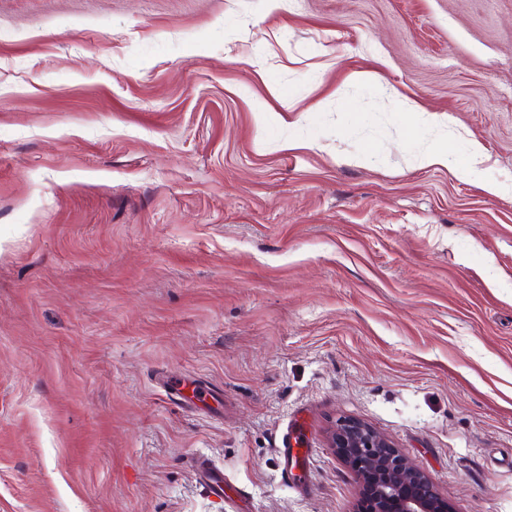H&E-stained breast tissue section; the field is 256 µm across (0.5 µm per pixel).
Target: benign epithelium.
I'll return each instance as SVG.
<instances>
[{
	"instance_id": "obj_1",
	"label": "benign epithelium",
	"mask_w": 512,
	"mask_h": 512,
	"mask_svg": "<svg viewBox=\"0 0 512 512\" xmlns=\"http://www.w3.org/2000/svg\"><path fill=\"white\" fill-rule=\"evenodd\" d=\"M330 447L354 472L371 482L375 512H453L425 474L369 427L344 421L330 435Z\"/></svg>"
}]
</instances>
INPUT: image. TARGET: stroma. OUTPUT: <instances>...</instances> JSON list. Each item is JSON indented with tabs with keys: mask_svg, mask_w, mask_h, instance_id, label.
Masks as SVG:
<instances>
[{
	"mask_svg": "<svg viewBox=\"0 0 512 512\" xmlns=\"http://www.w3.org/2000/svg\"><path fill=\"white\" fill-rule=\"evenodd\" d=\"M349 419L512 512V0H0V512H358ZM197 472L209 491L216 497L224 498V471L201 459L197 464Z\"/></svg>",
	"mask_w": 512,
	"mask_h": 512,
	"instance_id": "obj_1",
	"label": "stroma"
}]
</instances>
